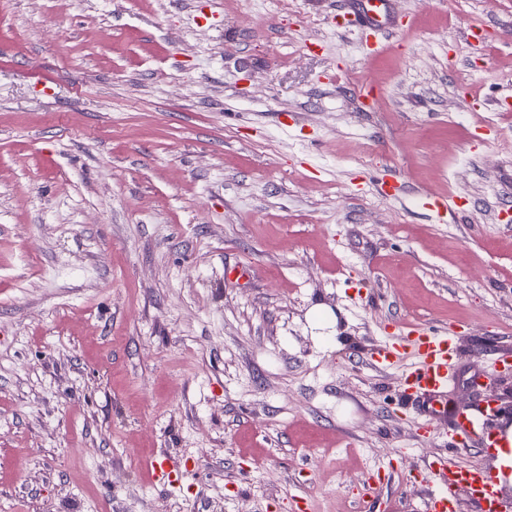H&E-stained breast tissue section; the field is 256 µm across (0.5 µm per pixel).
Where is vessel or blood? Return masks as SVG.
Returning a JSON list of instances; mask_svg holds the SVG:
<instances>
[{
    "label": "vessel or blood",
    "mask_w": 512,
    "mask_h": 512,
    "mask_svg": "<svg viewBox=\"0 0 512 512\" xmlns=\"http://www.w3.org/2000/svg\"><path fill=\"white\" fill-rule=\"evenodd\" d=\"M388 0H362L361 14L370 25L376 46L394 42L396 29L387 19ZM455 337L429 325H422L404 332L391 343L379 345L371 356L375 367L385 368L403 360H413L412 369L402 375L406 390L427 400L430 415L446 412L445 398L448 383L453 378L452 358ZM493 401H485L478 412L460 414L450 434V445L456 446L476 437L484 451L500 447L501 438L494 431L481 429L479 420L493 412ZM414 480L429 485L426 512H458L459 494L468 491L478 512H512V503L501 496L500 478L489 468L478 464H457L448 456L441 455L424 459L413 474ZM392 474L386 470L366 472L362 479V498L378 497L387 487Z\"/></svg>",
    "instance_id": "b4317fda"
}]
</instances>
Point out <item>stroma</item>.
I'll list each match as a JSON object with an SVG mask.
<instances>
[{"instance_id": "obj_1", "label": "stroma", "mask_w": 512, "mask_h": 512, "mask_svg": "<svg viewBox=\"0 0 512 512\" xmlns=\"http://www.w3.org/2000/svg\"><path fill=\"white\" fill-rule=\"evenodd\" d=\"M359 10L0 0V512H352L389 465L425 512L474 374L512 426V0H389L380 52ZM415 323L435 418L370 364ZM455 336L429 325H421L403 332L400 339L379 345L371 355L375 367L385 368L405 359H414L412 369L402 374L406 390L427 399V410L437 416L447 412L443 402L448 393V382L453 378L452 358Z\"/></svg>"}]
</instances>
